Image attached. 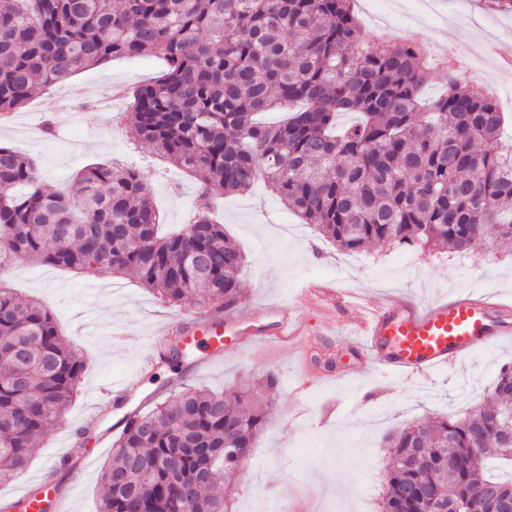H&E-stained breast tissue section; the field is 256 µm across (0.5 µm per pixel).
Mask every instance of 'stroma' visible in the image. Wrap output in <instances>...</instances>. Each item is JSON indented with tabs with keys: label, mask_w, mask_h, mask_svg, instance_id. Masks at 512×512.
I'll return each mask as SVG.
<instances>
[{
	"label": "stroma",
	"mask_w": 512,
	"mask_h": 512,
	"mask_svg": "<svg viewBox=\"0 0 512 512\" xmlns=\"http://www.w3.org/2000/svg\"><path fill=\"white\" fill-rule=\"evenodd\" d=\"M485 0H435L424 11L416 0H356L368 43L407 38L434 45L455 39L469 51L463 83L482 79L502 111L512 114V79L498 77L484 53L485 42H512V12H497ZM165 71L155 57L117 59L80 69L51 87L38 88L11 123H0V143L32 157L43 185L54 192L71 189L72 176L93 163L123 160L142 171L151 195L169 225L185 223L195 198V181L160 158L135 149L126 121V101L114 99L111 111L99 99L114 88L132 91ZM216 219L246 257L242 294L250 305L278 301L298 315L307 330L293 344L256 343L225 349L221 360L191 369L188 362H155L145 375L136 408L148 411L172 397L170 380L180 386L205 385L218 392L251 390L257 400L272 398L265 425L243 470L229 490L232 512H380L385 490L387 438L405 424L427 417L454 416L483 401L500 368L512 364V342L477 350L423 383L383 374L369 358L355 352L341 312L306 296V282L335 283L365 300L403 296L429 300L450 290L495 292L512 300V243L494 251L466 254L405 244L374 245L350 255L337 251L314 226L286 238L284 225L298 218L263 184L244 194L219 195ZM24 297L38 298L55 315L66 341L85 362L79 392L67 415L81 432L65 439L48 430L34 448L28 469L0 485V498L33 487L51 473L71 512H98L103 492L100 473L111 459L122 428L113 427L106 402L114 381L150 357L147 347H113L109 330L126 326L150 335L197 309L194 301L167 305L137 279L111 274H77L64 268L24 260L10 275ZM338 374L324 389L302 395L295 384L302 368ZM275 372L273 391L260 387ZM67 450L68 462L49 468L50 457Z\"/></svg>",
	"instance_id": "1"
}]
</instances>
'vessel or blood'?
I'll return each instance as SVG.
<instances>
[{
	"label": "vessel or blood",
	"mask_w": 512,
	"mask_h": 512,
	"mask_svg": "<svg viewBox=\"0 0 512 512\" xmlns=\"http://www.w3.org/2000/svg\"><path fill=\"white\" fill-rule=\"evenodd\" d=\"M312 296L329 305H341L350 315L354 345L374 357L385 372L407 380H426L439 370L469 357L480 348L495 347L512 339V304L489 295L455 291L430 303L401 301L363 302L356 294L335 286L315 285ZM301 328L286 306L264 304L259 315L227 317L196 314L174 321L151 336L152 351L164 355L165 337L180 336L194 353L192 366L200 368L225 348L260 339L282 343L300 335ZM142 373L134 371L112 386L114 410L125 409L139 386ZM54 512H68L51 481L40 495L23 491L13 501L21 512H40L43 500Z\"/></svg>",
	"instance_id": "1"
}]
</instances>
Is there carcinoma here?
<instances>
[{"instance_id": "carcinoma-1", "label": "carcinoma", "mask_w": 512, "mask_h": 512, "mask_svg": "<svg viewBox=\"0 0 512 512\" xmlns=\"http://www.w3.org/2000/svg\"><path fill=\"white\" fill-rule=\"evenodd\" d=\"M353 2L0 0V115L79 68L159 56L167 71L132 92L129 130L138 148L197 184L193 217L163 233L139 170L92 164L75 176L76 193H48L34 160L0 145V484L65 416L85 369L51 310L7 286L22 260L131 274L172 303L224 309L242 296L244 256L211 218V200L260 180L343 253L512 242L504 113L453 72L448 92L422 101L420 50L367 45ZM274 111L288 118L260 121ZM348 113L358 120L338 128ZM493 386L497 396L460 416L388 437L381 512H419L426 491L490 512L492 491L512 493V477L485 469L488 459L512 467V427L501 416L511 364ZM265 422L249 397L204 387L133 412L102 472L99 512H230L213 493L239 470L224 437L247 454ZM181 484L193 488L192 503Z\"/></svg>"}]
</instances>
